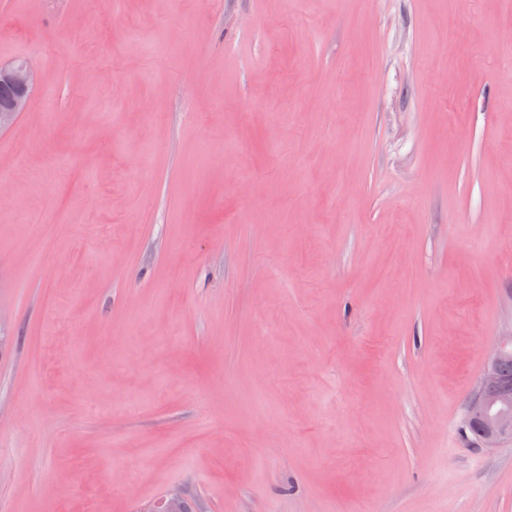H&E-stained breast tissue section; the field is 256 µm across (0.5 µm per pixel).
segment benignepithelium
Segmentation results:
<instances>
[{"label": "benign epithelium", "instance_id": "obj_1", "mask_svg": "<svg viewBox=\"0 0 512 512\" xmlns=\"http://www.w3.org/2000/svg\"><path fill=\"white\" fill-rule=\"evenodd\" d=\"M35 66L29 59L10 64L0 63V87L11 90L7 101L0 102V130L11 126L20 113L27 110L34 90ZM512 352V330L499 337V342L488 358L474 397L468 406L472 422L484 428V448H494L504 438L512 439V383L501 379L500 360ZM180 487L169 489L159 503V512H170L184 497Z\"/></svg>", "mask_w": 512, "mask_h": 512}]
</instances>
